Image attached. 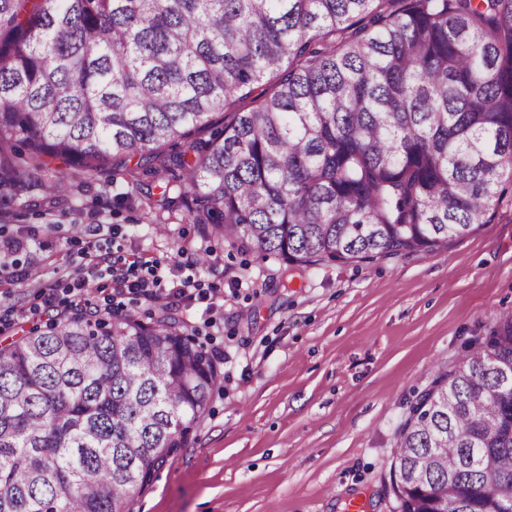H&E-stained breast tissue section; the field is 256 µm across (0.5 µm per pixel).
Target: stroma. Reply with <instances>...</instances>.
<instances>
[{
    "instance_id": "stroma-1",
    "label": "stroma",
    "mask_w": 512,
    "mask_h": 512,
    "mask_svg": "<svg viewBox=\"0 0 512 512\" xmlns=\"http://www.w3.org/2000/svg\"><path fill=\"white\" fill-rule=\"evenodd\" d=\"M505 212L429 253L287 269L241 251L172 213L153 223L143 205L156 191L100 176L54 202L38 190L0 199V263L30 279L0 276V345L45 323L41 292L102 255L156 262L184 278L202 251L211 265L202 294L150 299L115 294L109 275L88 278L99 309L152 323L170 308L183 330L220 354L212 392L189 447L169 459L132 512H393L391 463L398 428L433 367L453 365L472 337L512 313V182Z\"/></svg>"
}]
</instances>
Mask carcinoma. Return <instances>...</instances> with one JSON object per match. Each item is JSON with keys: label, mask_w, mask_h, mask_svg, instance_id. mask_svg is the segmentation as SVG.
<instances>
[{"label": "carcinoma", "mask_w": 512, "mask_h": 512, "mask_svg": "<svg viewBox=\"0 0 512 512\" xmlns=\"http://www.w3.org/2000/svg\"><path fill=\"white\" fill-rule=\"evenodd\" d=\"M57 159L146 173L289 269L432 252L512 179V0H0V197L67 190ZM221 379L176 319L89 301L1 346L0 512H122ZM391 489L399 512H504L512 314L409 402Z\"/></svg>", "instance_id": "cac0c4a2"}]
</instances>
